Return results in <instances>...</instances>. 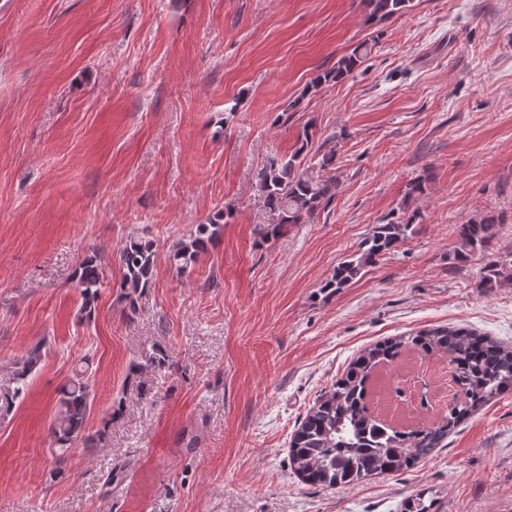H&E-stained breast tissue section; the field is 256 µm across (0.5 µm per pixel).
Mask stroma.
I'll return each instance as SVG.
<instances>
[{
	"instance_id": "35a3bbf8",
	"label": "stroma",
	"mask_w": 512,
	"mask_h": 512,
	"mask_svg": "<svg viewBox=\"0 0 512 512\" xmlns=\"http://www.w3.org/2000/svg\"><path fill=\"white\" fill-rule=\"evenodd\" d=\"M362 42L350 77L308 90ZM307 124L336 151L335 197L265 237L258 173ZM220 212L217 244L177 273L172 246ZM410 215L394 253L324 294L374 225ZM488 215L512 254V0H413L382 21L361 0H0V375L47 342L0 418V512H400L418 494L431 512H512V390L404 471L322 488L288 461L365 347L454 326L512 345V284L450 263L458 225ZM141 238L156 267L131 317L119 252ZM96 252L106 283L85 321L73 275ZM88 353V429L124 410L51 483L58 391ZM412 364L449 396L440 357L384 376ZM110 465L126 478L109 490Z\"/></svg>"
}]
</instances>
